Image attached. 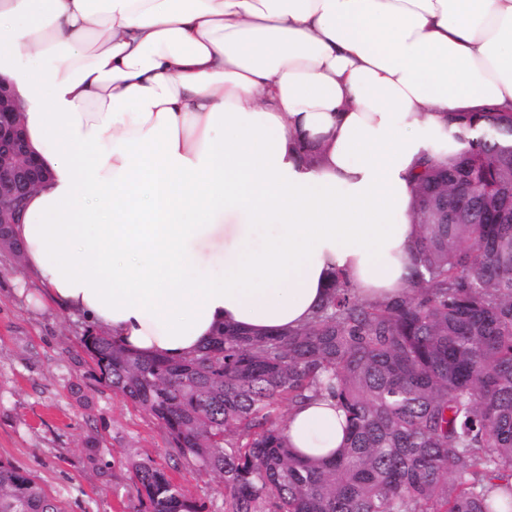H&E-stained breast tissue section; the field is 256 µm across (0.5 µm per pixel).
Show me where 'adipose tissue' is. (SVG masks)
I'll return each instance as SVG.
<instances>
[{
    "mask_svg": "<svg viewBox=\"0 0 512 512\" xmlns=\"http://www.w3.org/2000/svg\"><path fill=\"white\" fill-rule=\"evenodd\" d=\"M0 71L52 173L15 228L24 267L90 329L178 360L222 325L309 322L337 272L403 291L417 158L449 113L512 112V0H0ZM344 425L321 397L286 432L330 458Z\"/></svg>",
    "mask_w": 512,
    "mask_h": 512,
    "instance_id": "1",
    "label": "adipose tissue"
}]
</instances>
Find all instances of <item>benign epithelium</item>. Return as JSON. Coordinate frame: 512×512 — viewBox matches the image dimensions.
I'll return each mask as SVG.
<instances>
[{"label":"benign epithelium","mask_w":512,"mask_h":512,"mask_svg":"<svg viewBox=\"0 0 512 512\" xmlns=\"http://www.w3.org/2000/svg\"><path fill=\"white\" fill-rule=\"evenodd\" d=\"M24 102L0 75V250L19 255L13 226L24 223L28 200L50 180L24 133Z\"/></svg>","instance_id":"obj_1"}]
</instances>
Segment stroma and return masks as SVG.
<instances>
[{"mask_svg": "<svg viewBox=\"0 0 512 512\" xmlns=\"http://www.w3.org/2000/svg\"><path fill=\"white\" fill-rule=\"evenodd\" d=\"M0 252V461L62 512H136L132 461L152 458L205 512H224L218 478L173 462L165 428L115 394L83 345L86 325L52 304Z\"/></svg>", "mask_w": 512, "mask_h": 512, "instance_id": "obj_1", "label": "stroma"}]
</instances>
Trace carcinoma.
Instances as JSON below:
<instances>
[{"mask_svg": "<svg viewBox=\"0 0 512 512\" xmlns=\"http://www.w3.org/2000/svg\"><path fill=\"white\" fill-rule=\"evenodd\" d=\"M419 225L408 289L361 299L341 273L305 326L221 327L180 360L107 335L83 344L102 377L158 420L169 459L216 475L225 512H512V112L448 114L412 170ZM448 198V223L433 208ZM347 418L333 459L295 454L278 408L322 395ZM138 512H204L147 458ZM0 512H61L0 462Z\"/></svg>", "mask_w": 512, "mask_h": 512, "instance_id": "carcinoma-1", "label": "carcinoma"}]
</instances>
